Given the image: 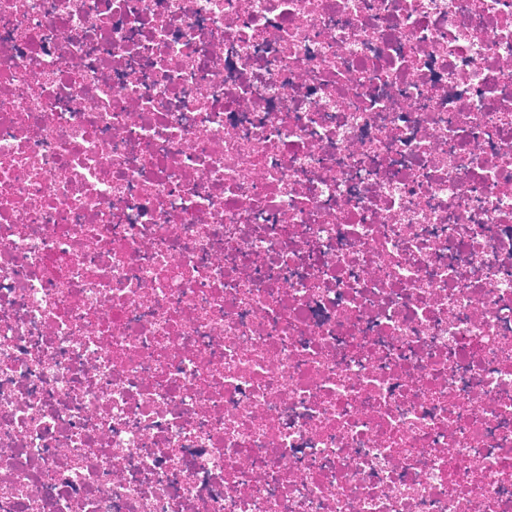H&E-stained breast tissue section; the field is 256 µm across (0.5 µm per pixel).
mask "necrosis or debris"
Instances as JSON below:
<instances>
[{"mask_svg": "<svg viewBox=\"0 0 512 512\" xmlns=\"http://www.w3.org/2000/svg\"><path fill=\"white\" fill-rule=\"evenodd\" d=\"M0 512H512V0H0Z\"/></svg>", "mask_w": 512, "mask_h": 512, "instance_id": "obj_1", "label": "necrosis or debris"}]
</instances>
